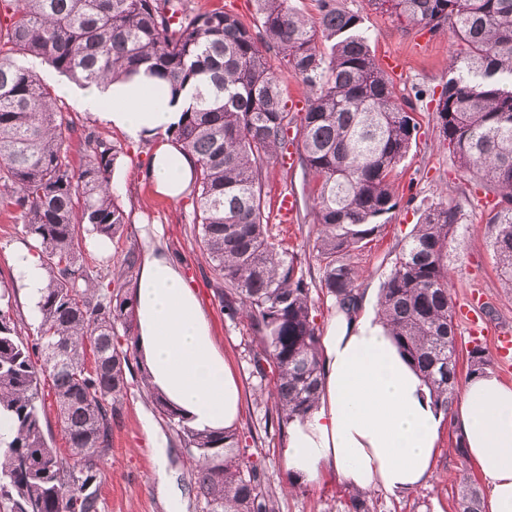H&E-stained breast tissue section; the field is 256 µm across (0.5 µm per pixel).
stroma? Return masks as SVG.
<instances>
[{
	"label": "stroma",
	"instance_id": "obj_1",
	"mask_svg": "<svg viewBox=\"0 0 512 512\" xmlns=\"http://www.w3.org/2000/svg\"><path fill=\"white\" fill-rule=\"evenodd\" d=\"M341 2L362 15L377 61H385L392 54L401 56L402 68L391 79L398 97L414 100L418 121L416 138L394 176V190L401 196L397 208L391 212L383 232L349 257L358 272L360 293L369 304H376L380 285L397 253V244L409 237L428 207L440 202L457 204L464 215L460 229L464 245L450 253L452 298L458 304L472 300L478 311L489 313L491 329H512V292L498 277L487 237L486 218L492 202L439 142L436 102L449 78L448 63L454 50L451 38L447 31L432 33L398 20L377 10L371 0ZM58 104L75 126L69 139L68 156L72 165L80 163L82 136L87 130H95L123 148L115 173L120 184L116 194L129 213L130 222L122 237L105 241L103 245L84 241V257L90 271L105 274L118 271L129 246L144 250L142 225H155V243L183 268L211 322L224 358L242 386L243 403L237 429L248 448L245 462L258 465L266 483L276 489L279 512H344L348 489L338 477L330 475L311 485L289 484L281 456L284 440L276 427L265 424L266 400L260 395L261 380L253 375L248 359L252 339L249 322L244 318L230 320L218 300L223 282L215 276L200 249L192 224V196L171 200L155 193L147 176L151 143L123 139L89 113L77 111L66 99H59ZM288 154V159L274 161L264 172L266 207L272 213L273 233L285 238L299 253L308 254L316 238L312 216L302 213L295 223L283 224L275 215L279 198L301 189L303 184L296 149H289ZM127 380V397L113 427L112 453L104 466L103 512H168L156 491L155 451L144 430L148 420L168 438L170 475L186 504L185 512H201L186 452L175 431L169 430L151 403L139 367H131ZM455 438L453 424H446L433 472L424 486L398 495L371 491L377 512H457V491L462 476L476 479L480 472L474 460L463 461L457 456Z\"/></svg>",
	"mask_w": 512,
	"mask_h": 512
}]
</instances>
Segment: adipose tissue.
I'll use <instances>...</instances> for the list:
<instances>
[{
	"mask_svg": "<svg viewBox=\"0 0 512 512\" xmlns=\"http://www.w3.org/2000/svg\"><path fill=\"white\" fill-rule=\"evenodd\" d=\"M57 93L133 142L153 143L149 176L158 194L179 198L193 183L195 156L171 134L191 101L169 95L146 69L128 78ZM13 279L28 309L47 284L38 249L11 252ZM137 349L150 391L179 408L190 427L222 431L236 423L240 385L224 359L200 299L159 245L144 253L131 290ZM317 409L288 427L283 461L295 483L335 473L350 489L392 493L425 484L438 452L442 415L415 369L374 313H333L320 337ZM469 458L486 481L490 512H512V385L491 372L467 380L451 413Z\"/></svg>",
	"mask_w": 512,
	"mask_h": 512,
	"instance_id": "ef3b65f1",
	"label": "adipose tissue"
}]
</instances>
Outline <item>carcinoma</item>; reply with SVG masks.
<instances>
[{"label": "carcinoma", "mask_w": 512, "mask_h": 512, "mask_svg": "<svg viewBox=\"0 0 512 512\" xmlns=\"http://www.w3.org/2000/svg\"><path fill=\"white\" fill-rule=\"evenodd\" d=\"M257 2L250 25L222 8L196 11L187 0H0V17L8 19L0 27V208L19 213L49 273L35 338L24 337L23 319L0 308V410L13 419V436L0 438V512H101L102 465L137 354L125 291L137 274L136 248L110 279L92 275L81 250L84 225L112 240L129 224L112 191L123 148L89 131L73 167L70 126L27 57L79 83L119 79L145 64L175 94L197 87L173 138L196 157L192 223L224 282V314L250 321V363L270 387L265 421L281 430L317 406L320 328L309 270L272 233L264 170L299 123L300 165L315 183L303 203L318 227L320 290L349 314L362 296L346 257L372 242L397 207L390 178L417 120L377 63L358 12L318 0L311 22L290 0ZM371 3L431 31L446 27L458 46L436 108L438 137L460 169L498 197L487 234L500 280L512 291V0ZM270 51L309 88L299 116L285 111ZM462 223L455 205L427 208L399 245L377 299L400 354L445 414L459 394L448 247ZM489 366L477 344L467 351L465 378ZM43 377L52 382L65 453L44 429ZM150 397L194 462L202 512H278L276 491L244 464L236 430L198 432L162 395ZM349 503L348 512H374L363 492ZM483 508L480 489L462 479L459 512Z\"/></svg>", "instance_id": "obj_1"}]
</instances>
